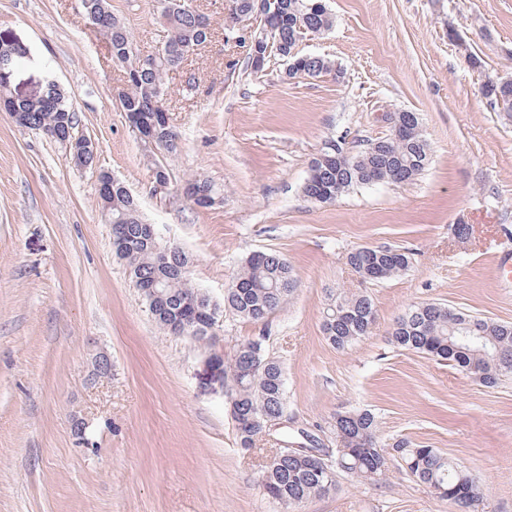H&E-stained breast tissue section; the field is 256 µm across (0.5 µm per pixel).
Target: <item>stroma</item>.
Masks as SVG:
<instances>
[{"label": "stroma", "mask_w": 512, "mask_h": 512, "mask_svg": "<svg viewBox=\"0 0 512 512\" xmlns=\"http://www.w3.org/2000/svg\"><path fill=\"white\" fill-rule=\"evenodd\" d=\"M110 3L141 53L163 44L155 0ZM327 4L332 27L298 49L329 58L340 78L288 80L275 61L255 75L246 47L225 43L227 0H195L212 36L167 77L179 140L157 194L115 101L120 69L77 0H0V40L30 53L12 91L31 96L56 80L96 147L94 168L77 166L0 110V512H286L259 486L275 436L240 450L226 390L206 364L253 336L283 366L285 433L308 431L332 449L336 411L372 410L382 443L437 449L474 478L477 512H512V377L487 387L389 336L421 302L512 322V284L497 269L512 250V112L481 90L512 79V0ZM401 110L418 113L431 146L421 175L329 204L304 196L328 144L383 136V114ZM101 171L124 181L161 242L185 251L196 288L223 301L246 256L274 252L297 279L286 305L259 323L221 318L211 345L166 334L112 251ZM192 176L212 183L218 203L184 196ZM457 224L471 225L469 239L455 238ZM363 245L404 249L413 264L362 283L345 255ZM339 288L367 291L376 310L371 334L345 350L322 332ZM99 351L112 374L93 382ZM302 512L452 510L395 461L377 482L340 476Z\"/></svg>", "instance_id": "1"}]
</instances>
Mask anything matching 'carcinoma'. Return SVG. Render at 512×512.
I'll use <instances>...</instances> for the list:
<instances>
[{"label":"carcinoma","mask_w":512,"mask_h":512,"mask_svg":"<svg viewBox=\"0 0 512 512\" xmlns=\"http://www.w3.org/2000/svg\"><path fill=\"white\" fill-rule=\"evenodd\" d=\"M83 13L98 18L99 35L109 47L112 60L122 65L123 90L118 101L123 111L134 118L131 131L151 153L152 172L170 177L158 152H172L177 137L170 125L161 90L169 91V72L195 53L211 37L209 15L183 10L180 0H157V20L166 31L161 54L154 63H140L134 54L133 38L124 22L112 12L110 0H79ZM253 0H230L224 21L225 39L237 23L251 17ZM317 33L329 29L332 18L326 0H271L265 33H254L248 46V59L261 62L266 70L270 55L265 43L283 62V74L321 78L336 73L332 63L321 56L296 51L298 26ZM296 62L294 68L288 64ZM491 103L512 111V81L491 82L483 86ZM13 111L22 115L28 129H48L50 139L62 144L77 136L75 112L69 99L54 84L44 98L17 100ZM430 144L419 117L402 113V130L375 139H355L346 150L331 143L312 161L304 184L305 195L319 203H330L358 184L405 183L414 180L430 160ZM186 195L199 207L216 198L213 185L201 178L185 181ZM100 201L110 203L112 248L126 264L131 282L154 287L162 293L158 302L149 294L144 299L160 329L180 318L197 325L194 317L211 311L218 316L232 315L248 322H261L281 310L293 292L296 281L288 261L276 253H258L246 258L227 288L224 305L194 287L188 278V259L176 246L166 245L164 260L157 258L158 240L151 238L148 223L125 184L112 178L99 190ZM345 264L365 282H378L399 276L412 264V253L388 246H359L345 256ZM375 324L370 295L341 291L328 305L323 332L336 349H344L369 335ZM391 336L397 347L446 361L462 371H474L482 384L492 387L512 375V323H498L455 310L440 303H421L408 308L393 325ZM227 378V410L234 423L238 447L248 452L258 447L269 429L284 415L287 396L280 361L270 353L261 337L248 338L233 347L224 360ZM332 432L336 448L328 458L317 459L304 447L281 441L279 451L265 456L261 466V486L275 502L288 501L289 512H300L309 499L336 489L341 474L359 483L377 482L385 476L390 456L404 463L417 481L448 502L454 512H474L479 496L473 478L448 456L435 448L414 445L406 439L387 448L380 444L375 414L369 409L338 412Z\"/></svg>","instance_id":"1"}]
</instances>
